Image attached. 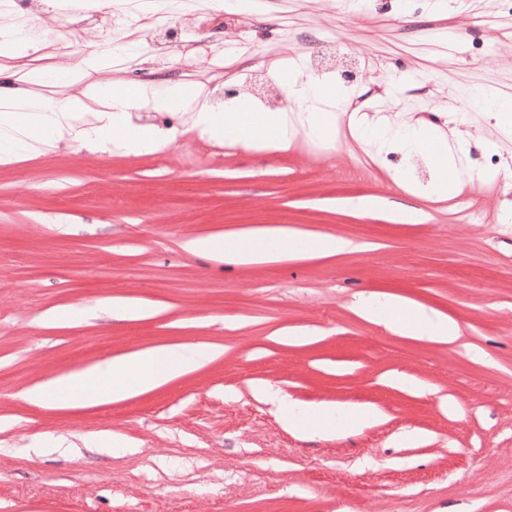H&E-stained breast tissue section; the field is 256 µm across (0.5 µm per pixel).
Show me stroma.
Instances as JSON below:
<instances>
[{
	"label": "stroma",
	"mask_w": 512,
	"mask_h": 512,
	"mask_svg": "<svg viewBox=\"0 0 512 512\" xmlns=\"http://www.w3.org/2000/svg\"><path fill=\"white\" fill-rule=\"evenodd\" d=\"M245 14L171 0L157 40L132 4L40 14L43 48L0 57V83L73 68L132 43L100 82L339 90L324 140L217 143L184 113L165 151L102 153L61 139L0 166V512H512V0H260ZM355 77L314 69V54ZM456 132L452 190L422 194L425 154L382 150L415 121ZM288 228L287 259L227 265L188 250ZM332 236L349 251L317 255ZM401 298L454 321L453 342L369 320L360 298ZM142 309L127 319L107 301ZM176 344L218 349L193 371L114 402L31 401L33 388ZM368 404L356 432L288 417Z\"/></svg>",
	"instance_id": "stroma-1"
}]
</instances>
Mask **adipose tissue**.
Wrapping results in <instances>:
<instances>
[{
  "label": "adipose tissue",
  "instance_id": "ef3b65f1",
  "mask_svg": "<svg viewBox=\"0 0 512 512\" xmlns=\"http://www.w3.org/2000/svg\"><path fill=\"white\" fill-rule=\"evenodd\" d=\"M111 62L112 55L107 52L84 58L76 69L67 72L33 68L23 75L24 89H0V165L47 152L65 137L101 152L137 155L163 151L174 141L176 132L154 124L132 125V113L145 107L157 112L188 111L193 128L217 141H258L274 149L286 144L294 134L287 112L253 114L244 101L237 103L235 111L224 112L218 110L211 94L191 92L181 84L159 92L147 84L116 82L108 88L89 81L90 72ZM59 87L66 90L60 98L55 95ZM387 142L402 151L427 154L435 171L427 192H447L448 174L456 168L457 150L446 138H430L426 126L411 125L396 131ZM252 236L263 241V248L244 247L235 238L220 246L210 237L191 240L188 248L195 254L233 265L282 258L287 231L258 229ZM393 327L401 332L417 330L448 342L457 334L456 325L448 318L422 307L409 318L394 322ZM212 356L210 350L189 345L152 348L61 378L32 391L30 397L78 399L89 404L116 401L191 371Z\"/></svg>",
  "mask_w": 512,
  "mask_h": 512
}]
</instances>
